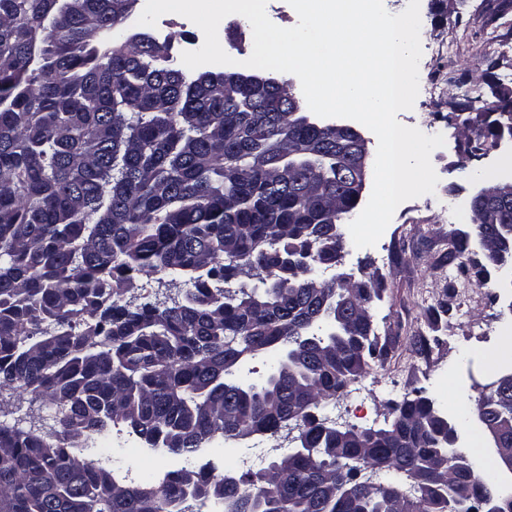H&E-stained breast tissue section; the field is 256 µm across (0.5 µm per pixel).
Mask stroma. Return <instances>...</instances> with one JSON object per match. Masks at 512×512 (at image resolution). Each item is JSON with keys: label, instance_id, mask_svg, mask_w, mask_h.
Wrapping results in <instances>:
<instances>
[{"label": "stroma", "instance_id": "1", "mask_svg": "<svg viewBox=\"0 0 512 512\" xmlns=\"http://www.w3.org/2000/svg\"><path fill=\"white\" fill-rule=\"evenodd\" d=\"M421 78L438 86L436 98L417 97L412 110L398 113L403 125L424 118L443 135L431 162L439 178L435 189L448 203L440 211L426 197L403 202L375 246L347 244L340 271L374 280L381 299L373 324L386 354L350 383L344 396L320 407L319 417L358 429L386 427L392 406L405 393L420 390L445 412L470 410L457 429V445L481 459L486 472L501 480L493 442L474 416L480 387L512 371V288L475 284V275L455 276L443 260L454 231L471 225V199L482 187L502 180V156L512 144L488 141L474 147L473 132L497 120L489 104L495 95L512 96V0H420ZM454 43L446 58L435 48ZM450 310L434 316L440 302ZM438 337L429 352L419 337ZM113 447L122 449L120 469L135 477L171 471L174 455L142 448L126 431H113ZM293 435L256 434L233 441L218 454L216 470L239 474L268 467L291 453Z\"/></svg>", "mask_w": 512, "mask_h": 512}]
</instances>
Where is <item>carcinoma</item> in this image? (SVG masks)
Returning a JSON list of instances; mask_svg holds the SVG:
<instances>
[{"label": "carcinoma", "instance_id": "carcinoma-1", "mask_svg": "<svg viewBox=\"0 0 512 512\" xmlns=\"http://www.w3.org/2000/svg\"><path fill=\"white\" fill-rule=\"evenodd\" d=\"M131 0H0V391L56 407L58 430L0 422V512H472L469 486L496 483L448 444V415L404 395L398 424L336 454V423L313 411L385 354L369 321V284L344 319V289L319 271L340 264L343 220L336 134L291 117L289 80L240 87L232 73L191 79L147 32L100 49ZM512 241V205L490 226ZM308 256L309 265L291 263ZM448 265L470 271L469 236L448 239ZM254 277L262 289L241 282ZM190 285L168 301L121 302L139 277ZM276 350L267 378L234 374ZM476 410L512 448V385L480 392ZM303 422L299 447L267 468L226 474L183 466L137 484L88 464L112 456L124 427L146 448L194 457L217 437L276 435ZM318 460V469L307 457ZM391 479L336 485L340 470ZM412 481L402 506L397 479Z\"/></svg>", "mask_w": 512, "mask_h": 512}]
</instances>
